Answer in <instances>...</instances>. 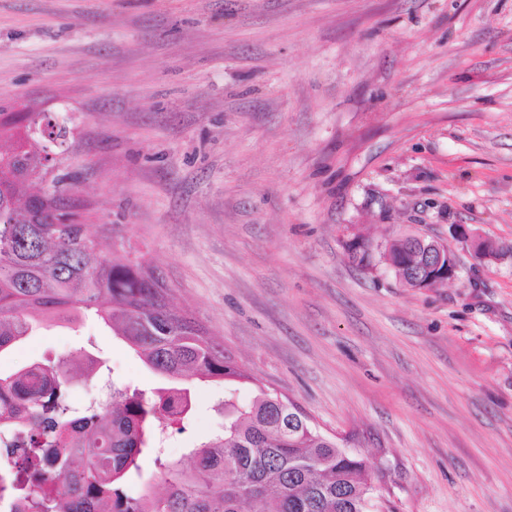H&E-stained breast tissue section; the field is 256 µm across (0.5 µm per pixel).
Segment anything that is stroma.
Returning a JSON list of instances; mask_svg holds the SVG:
<instances>
[{
  "mask_svg": "<svg viewBox=\"0 0 512 512\" xmlns=\"http://www.w3.org/2000/svg\"><path fill=\"white\" fill-rule=\"evenodd\" d=\"M55 112L57 174L105 253L141 257L224 353L384 472L371 512H512V0H0V110ZM444 241L408 288L345 243ZM163 380L88 316L0 371L75 349ZM257 383V384H258ZM191 388L168 460L222 433ZM425 258L428 263L426 270L428 272L435 271L433 275H441L443 282L451 280L457 276L459 268L456 255L451 254L448 250L438 248L435 252H429ZM444 261L445 265L441 269Z\"/></svg>",
  "mask_w": 512,
  "mask_h": 512,
  "instance_id": "1",
  "label": "stroma"
}]
</instances>
